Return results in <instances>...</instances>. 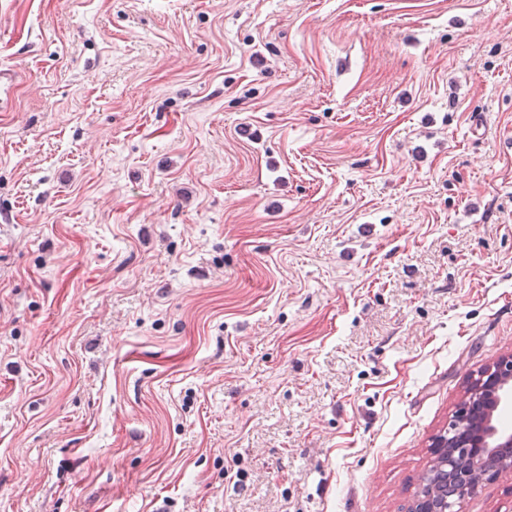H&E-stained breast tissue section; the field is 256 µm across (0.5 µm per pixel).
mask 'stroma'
Returning a JSON list of instances; mask_svg holds the SVG:
<instances>
[{
  "mask_svg": "<svg viewBox=\"0 0 512 512\" xmlns=\"http://www.w3.org/2000/svg\"><path fill=\"white\" fill-rule=\"evenodd\" d=\"M0 68V512H410L512 354V0H0Z\"/></svg>",
  "mask_w": 512,
  "mask_h": 512,
  "instance_id": "1",
  "label": "stroma"
}]
</instances>
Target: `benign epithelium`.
Listing matches in <instances>:
<instances>
[{"mask_svg": "<svg viewBox=\"0 0 512 512\" xmlns=\"http://www.w3.org/2000/svg\"><path fill=\"white\" fill-rule=\"evenodd\" d=\"M512 405V356L501 358L477 374L468 395L449 423L448 433L437 437L432 453L438 462H458V479L468 489L477 474L478 460L498 448H512V433L494 424L495 412Z\"/></svg>", "mask_w": 512, "mask_h": 512, "instance_id": "benign-epithelium-1", "label": "benign epithelium"}]
</instances>
